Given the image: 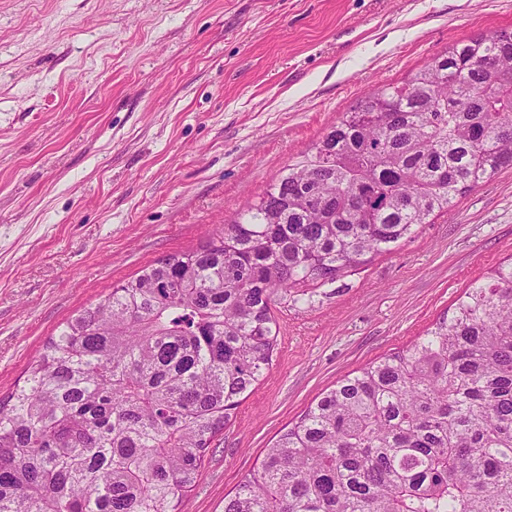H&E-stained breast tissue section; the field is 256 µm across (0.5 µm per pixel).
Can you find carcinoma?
Segmentation results:
<instances>
[{
    "label": "carcinoma",
    "mask_w": 512,
    "mask_h": 512,
    "mask_svg": "<svg viewBox=\"0 0 512 512\" xmlns=\"http://www.w3.org/2000/svg\"><path fill=\"white\" fill-rule=\"evenodd\" d=\"M512 169V29L364 95L196 248L112 285L0 397V512H181L269 369L272 307L334 283ZM224 512H512V261L336 382Z\"/></svg>",
    "instance_id": "cac0c4a2"
}]
</instances>
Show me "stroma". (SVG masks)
Listing matches in <instances>:
<instances>
[{
    "label": "stroma",
    "instance_id": "35a3bbf8",
    "mask_svg": "<svg viewBox=\"0 0 512 512\" xmlns=\"http://www.w3.org/2000/svg\"><path fill=\"white\" fill-rule=\"evenodd\" d=\"M512 28V0H0V397L114 282L231 223L369 89ZM512 257V169L363 269L276 302L273 362L181 512H224L344 375Z\"/></svg>",
    "mask_w": 512,
    "mask_h": 512
}]
</instances>
